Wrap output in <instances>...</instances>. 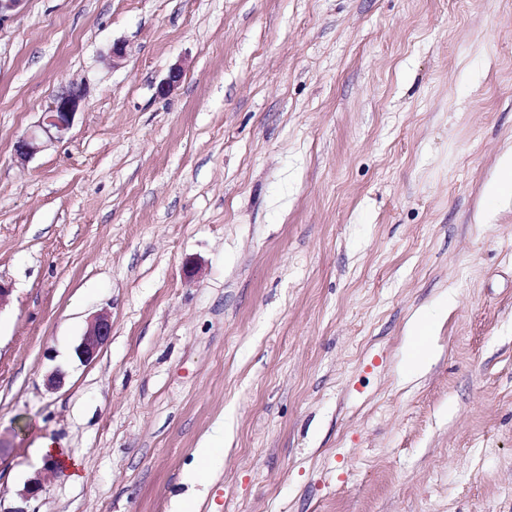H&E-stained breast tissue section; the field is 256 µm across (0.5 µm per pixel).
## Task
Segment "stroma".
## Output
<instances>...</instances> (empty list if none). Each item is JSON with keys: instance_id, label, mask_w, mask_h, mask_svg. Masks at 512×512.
<instances>
[{"instance_id": "obj_1", "label": "stroma", "mask_w": 512, "mask_h": 512, "mask_svg": "<svg viewBox=\"0 0 512 512\" xmlns=\"http://www.w3.org/2000/svg\"><path fill=\"white\" fill-rule=\"evenodd\" d=\"M73 80L66 139L19 162ZM510 150L512 0H24L0 512L36 475L32 512H512V202L485 195ZM112 333V321L108 314L94 317L80 344L76 348L78 357L84 362L93 361Z\"/></svg>"}]
</instances>
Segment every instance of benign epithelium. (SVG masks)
Here are the masks:
<instances>
[{"label": "benign epithelium", "mask_w": 512, "mask_h": 512, "mask_svg": "<svg viewBox=\"0 0 512 512\" xmlns=\"http://www.w3.org/2000/svg\"><path fill=\"white\" fill-rule=\"evenodd\" d=\"M183 75V65L174 64L161 83L160 92H169L181 81ZM86 94L87 87L83 81H71L62 86L51 98L34 129L24 133L16 141V158L23 163L45 147V144L64 139L86 99ZM111 333L112 321L108 314L101 313L94 317L76 348L78 357L85 362L93 361ZM42 492L43 483L40 478L28 480L19 493L21 504L8 512H31L30 501L37 499Z\"/></svg>", "instance_id": "benign-epithelium-1"}]
</instances>
